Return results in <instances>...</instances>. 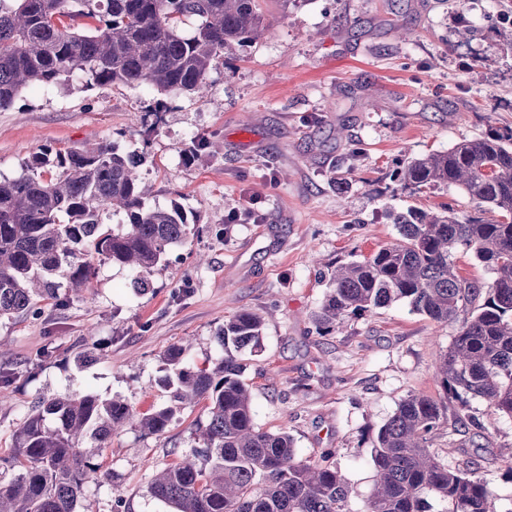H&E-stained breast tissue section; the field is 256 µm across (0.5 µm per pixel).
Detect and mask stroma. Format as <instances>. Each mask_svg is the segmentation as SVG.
Wrapping results in <instances>:
<instances>
[{
	"label": "stroma",
	"instance_id": "35a3bbf8",
	"mask_svg": "<svg viewBox=\"0 0 512 512\" xmlns=\"http://www.w3.org/2000/svg\"><path fill=\"white\" fill-rule=\"evenodd\" d=\"M270 26L256 42L225 48L204 99L124 84L87 86L81 74L24 89L0 111V179L19 175L40 148L68 151L115 143L145 155L140 173L152 207L179 203L190 234L171 249L148 290L132 274L98 263L74 294L59 270L58 296L0 320V369L14 372L0 403V457L32 401L68 392L118 396L140 411L166 406L163 357L175 345L191 364L221 355L216 333L247 309L263 320L258 352L247 357L254 422L285 430L297 453L334 463L363 512L375 469L373 439L408 395L435 398L436 354L457 329L394 303L321 331L316 316L330 268L370 256L399 237L408 207L475 214L458 186L415 191L396 173L414 157L512 127V0H265ZM472 28L460 39L455 17ZM162 127L144 132L156 100ZM218 145L184 162L193 138ZM95 360L82 355L93 344ZM54 348L53 357L36 361ZM478 442L435 439L450 468L478 457L512 512V418L470 400ZM207 402L185 408L160 435L129 427L91 449L101 479L87 483L74 512H175L153 498L156 470L195 459Z\"/></svg>",
	"mask_w": 512,
	"mask_h": 512
}]
</instances>
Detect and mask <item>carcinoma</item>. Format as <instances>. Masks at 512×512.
Masks as SVG:
<instances>
[{"label":"carcinoma","mask_w":512,"mask_h":512,"mask_svg":"<svg viewBox=\"0 0 512 512\" xmlns=\"http://www.w3.org/2000/svg\"><path fill=\"white\" fill-rule=\"evenodd\" d=\"M185 18L197 21L189 35L180 29ZM265 29L260 0H0V109L24 88L76 71L90 86L202 98L224 47L252 43ZM163 108L159 100L144 113L146 130H159ZM143 162L114 143L65 153L44 147L21 175L0 179V318L58 298L55 275L64 266L73 291L95 275L96 260L130 269L136 288L150 286L154 269L190 228L178 204L146 206L136 173ZM399 177L417 191L460 186L478 214L411 207L396 218L397 242L336 267L329 279L319 315L325 329L395 302L458 326L436 359L444 398L410 394L378 430L365 512H431L432 499L445 505L442 512H495L479 460L452 469L433 442L446 427L450 436L480 428L468 413L472 398L512 417V127L415 158ZM106 209L124 214L121 229L103 228ZM460 247L494 274L487 288L457 271ZM262 326L249 310L225 320L217 332L223 354L207 367L190 365L186 348L170 347V403L158 410L138 412L119 397L92 393L36 400L13 435L11 456L0 460L17 471L0 475V512H74L99 470L85 443L103 448L128 426L160 435L181 409L201 400L209 402L208 422L197 428L204 462L162 469L150 485L155 498L175 512H350L334 449L304 461L288 433L254 423L240 355L261 346Z\"/></svg>","instance_id":"obj_1"}]
</instances>
